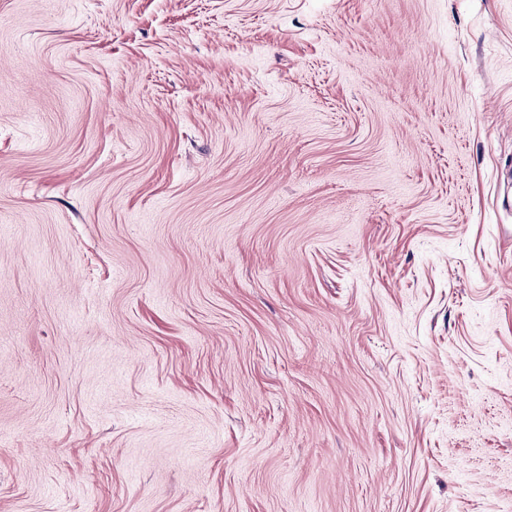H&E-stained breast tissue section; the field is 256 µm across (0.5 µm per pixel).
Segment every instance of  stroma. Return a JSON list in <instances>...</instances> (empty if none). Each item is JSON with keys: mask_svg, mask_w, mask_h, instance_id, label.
I'll return each instance as SVG.
<instances>
[{"mask_svg": "<svg viewBox=\"0 0 512 512\" xmlns=\"http://www.w3.org/2000/svg\"><path fill=\"white\" fill-rule=\"evenodd\" d=\"M0 512H512V0H0Z\"/></svg>", "mask_w": 512, "mask_h": 512, "instance_id": "1", "label": "stroma"}]
</instances>
